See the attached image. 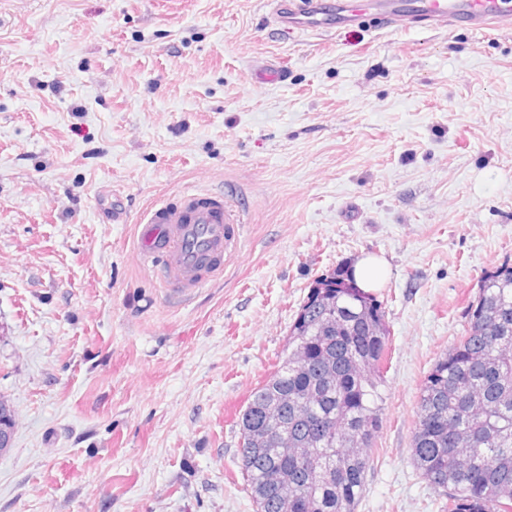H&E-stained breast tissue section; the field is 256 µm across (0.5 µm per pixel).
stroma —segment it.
<instances>
[{
	"instance_id": "35a3bbf8",
	"label": "stroma",
	"mask_w": 512,
	"mask_h": 512,
	"mask_svg": "<svg viewBox=\"0 0 512 512\" xmlns=\"http://www.w3.org/2000/svg\"><path fill=\"white\" fill-rule=\"evenodd\" d=\"M268 63L283 79L254 83ZM187 187L245 226L182 301L136 235ZM367 256L390 336L356 512H438L415 412L512 261V33L287 39L264 0H0V512H256L238 419L311 283ZM18 417L6 404H0V451L10 447L12 435L16 429Z\"/></svg>"
}]
</instances>
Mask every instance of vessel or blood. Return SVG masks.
Returning a JSON list of instances; mask_svg holds the SVG:
<instances>
[{"label": "vessel or blood", "instance_id": "b4317fda", "mask_svg": "<svg viewBox=\"0 0 512 512\" xmlns=\"http://www.w3.org/2000/svg\"><path fill=\"white\" fill-rule=\"evenodd\" d=\"M282 35L334 33L356 25L388 32L512 31V0H266ZM241 221L223 193L183 191L146 207L138 257L182 298L217 279L238 242Z\"/></svg>", "mask_w": 512, "mask_h": 512}]
</instances>
